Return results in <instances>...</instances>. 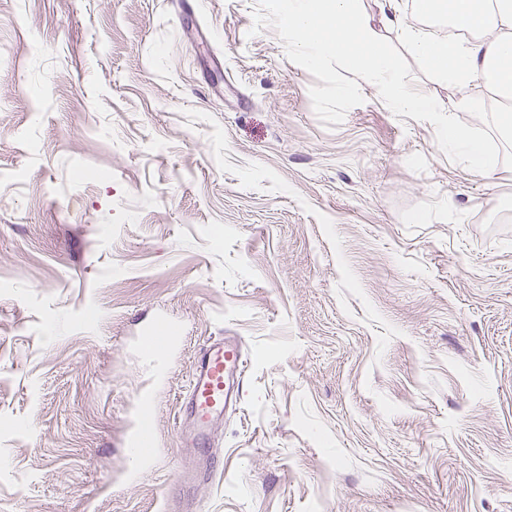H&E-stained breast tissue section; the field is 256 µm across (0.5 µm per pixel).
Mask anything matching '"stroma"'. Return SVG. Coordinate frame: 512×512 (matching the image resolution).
<instances>
[{
	"label": "stroma",
	"instance_id": "35a3bbf8",
	"mask_svg": "<svg viewBox=\"0 0 512 512\" xmlns=\"http://www.w3.org/2000/svg\"><path fill=\"white\" fill-rule=\"evenodd\" d=\"M453 118L489 176L300 64L270 0H0V512H512V143ZM161 309L188 335L159 371ZM225 335L246 377L202 483L178 407ZM137 428L130 434L127 448L130 459L138 461L141 467L151 465L155 450V434L146 417L142 420L141 412L137 413Z\"/></svg>",
	"mask_w": 512,
	"mask_h": 512
}]
</instances>
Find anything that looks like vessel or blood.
Wrapping results in <instances>:
<instances>
[{
	"instance_id": "vessel-or-blood-1",
	"label": "vessel or blood",
	"mask_w": 512,
	"mask_h": 512,
	"mask_svg": "<svg viewBox=\"0 0 512 512\" xmlns=\"http://www.w3.org/2000/svg\"><path fill=\"white\" fill-rule=\"evenodd\" d=\"M179 328L168 319H160L158 327L144 339L145 348L171 353L179 339ZM245 343L241 337L213 339L200 349L189 388L183 397L190 429L186 447L205 445L209 432L229 409L236 406L245 377ZM155 434L148 422H139L127 441L129 457L140 466L153 460Z\"/></svg>"
}]
</instances>
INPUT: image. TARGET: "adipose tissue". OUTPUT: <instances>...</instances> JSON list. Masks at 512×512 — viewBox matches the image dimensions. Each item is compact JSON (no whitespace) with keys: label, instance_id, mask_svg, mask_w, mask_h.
Wrapping results in <instances>:
<instances>
[{"label":"adipose tissue","instance_id":"obj_1","mask_svg":"<svg viewBox=\"0 0 512 512\" xmlns=\"http://www.w3.org/2000/svg\"><path fill=\"white\" fill-rule=\"evenodd\" d=\"M467 30L465 39L448 42L426 27L410 23L409 14ZM282 20L288 48L303 64H335L353 77L377 86L398 112L426 114L448 148L462 154L475 175H486L491 160L484 142L458 126L452 109L409 88L386 42V32L400 41L433 74L468 87L483 86L486 97H460L454 109L476 114L493 100L499 112V132L512 136V0H288Z\"/></svg>","mask_w":512,"mask_h":512}]
</instances>
